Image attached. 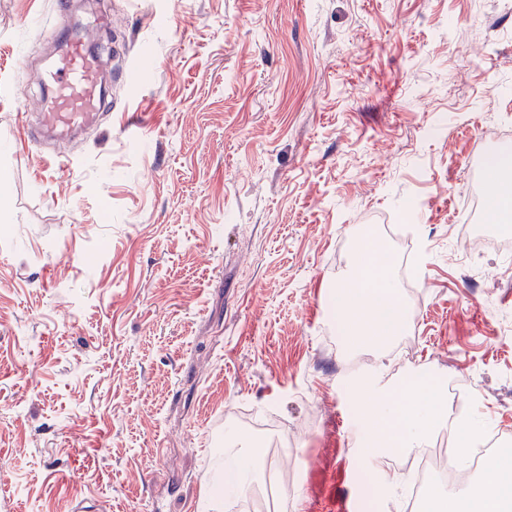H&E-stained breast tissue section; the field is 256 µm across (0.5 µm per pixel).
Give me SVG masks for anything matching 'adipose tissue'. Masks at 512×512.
<instances>
[{
  "label": "adipose tissue",
  "instance_id": "obj_1",
  "mask_svg": "<svg viewBox=\"0 0 512 512\" xmlns=\"http://www.w3.org/2000/svg\"><path fill=\"white\" fill-rule=\"evenodd\" d=\"M339 307L362 314L361 323L369 341L382 343L406 326L407 309L397 299L394 282L383 263L357 271L354 280L337 289ZM357 413L367 432L381 433L382 447L415 450L425 447L430 436L446 425L448 396L426 380L400 388L371 392L361 399ZM497 472L495 485L477 482L459 493L436 490L432 512H512V459L490 461Z\"/></svg>",
  "mask_w": 512,
  "mask_h": 512
}]
</instances>
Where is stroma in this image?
Here are the masks:
<instances>
[{
    "instance_id": "stroma-1",
    "label": "stroma",
    "mask_w": 512,
    "mask_h": 512,
    "mask_svg": "<svg viewBox=\"0 0 512 512\" xmlns=\"http://www.w3.org/2000/svg\"><path fill=\"white\" fill-rule=\"evenodd\" d=\"M112 114L27 142L54 0H0V512H210L263 412L306 463L287 512L372 468L348 400L412 369L471 383L512 446V251L458 265V204L512 116V0H84ZM412 208L411 367L349 370L334 294L355 239Z\"/></svg>"
}]
</instances>
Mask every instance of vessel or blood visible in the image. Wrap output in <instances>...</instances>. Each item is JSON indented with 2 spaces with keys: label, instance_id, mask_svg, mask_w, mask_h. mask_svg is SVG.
Returning a JSON list of instances; mask_svg holds the SVG:
<instances>
[{
  "label": "vessel or blood",
  "instance_id": "1",
  "mask_svg": "<svg viewBox=\"0 0 512 512\" xmlns=\"http://www.w3.org/2000/svg\"><path fill=\"white\" fill-rule=\"evenodd\" d=\"M45 89V100L38 111L25 116L23 134L30 140L43 131L58 139L71 137L111 108L103 61L82 33L64 38L61 54L45 75Z\"/></svg>",
  "mask_w": 512,
  "mask_h": 512
}]
</instances>
